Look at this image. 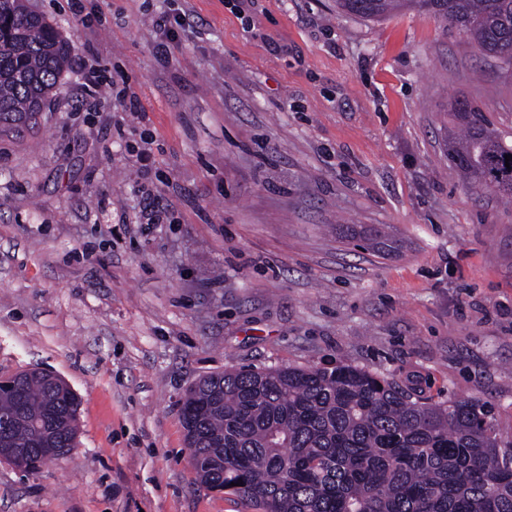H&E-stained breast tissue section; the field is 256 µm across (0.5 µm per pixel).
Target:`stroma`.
<instances>
[{"label": "stroma", "instance_id": "1", "mask_svg": "<svg viewBox=\"0 0 512 512\" xmlns=\"http://www.w3.org/2000/svg\"><path fill=\"white\" fill-rule=\"evenodd\" d=\"M29 3L135 105L81 102L69 68L0 129V377L48 369L80 399L61 461L0 460V512H247L201 485L181 422L191 386L242 366L477 397L512 443V199L448 155L457 99L512 144V70L425 12ZM171 9L185 30L160 56Z\"/></svg>", "mask_w": 512, "mask_h": 512}]
</instances>
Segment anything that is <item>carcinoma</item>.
I'll return each mask as SVG.
<instances>
[{"label":"carcinoma","mask_w":512,"mask_h":512,"mask_svg":"<svg viewBox=\"0 0 512 512\" xmlns=\"http://www.w3.org/2000/svg\"><path fill=\"white\" fill-rule=\"evenodd\" d=\"M413 7L512 67V0H336L366 20ZM71 49L28 0H0V127L41 110ZM449 115V155L468 184L512 198V146L465 101ZM78 407L35 369L1 379L0 448L76 447ZM181 419L201 482L252 512H512V448L480 399H415L347 365L240 368L194 385Z\"/></svg>","instance_id":"carcinoma-1"}]
</instances>
